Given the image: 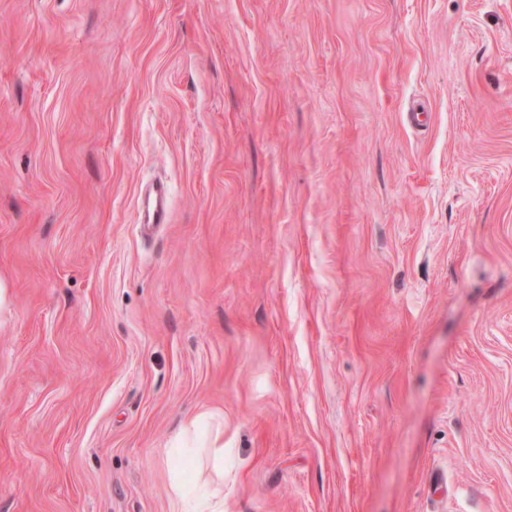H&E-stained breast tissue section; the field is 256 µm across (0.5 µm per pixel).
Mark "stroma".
Here are the masks:
<instances>
[{"instance_id":"stroma-1","label":"stroma","mask_w":512,"mask_h":512,"mask_svg":"<svg viewBox=\"0 0 512 512\" xmlns=\"http://www.w3.org/2000/svg\"><path fill=\"white\" fill-rule=\"evenodd\" d=\"M179 480L512 512V0H0V512ZM146 216L142 217L143 225L166 224L169 222L167 196L164 190L158 189L145 202ZM147 223V224H145Z\"/></svg>"}]
</instances>
